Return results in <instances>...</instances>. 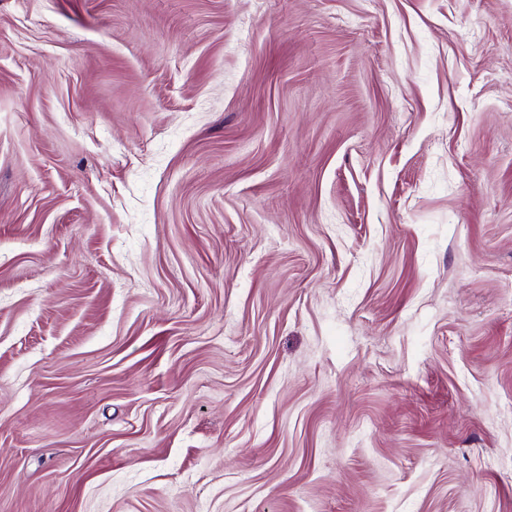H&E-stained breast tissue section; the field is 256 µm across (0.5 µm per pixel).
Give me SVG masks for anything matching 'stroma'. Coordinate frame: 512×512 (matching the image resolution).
<instances>
[{"instance_id":"stroma-1","label":"stroma","mask_w":512,"mask_h":512,"mask_svg":"<svg viewBox=\"0 0 512 512\" xmlns=\"http://www.w3.org/2000/svg\"><path fill=\"white\" fill-rule=\"evenodd\" d=\"M0 512H512V0H0Z\"/></svg>"}]
</instances>
